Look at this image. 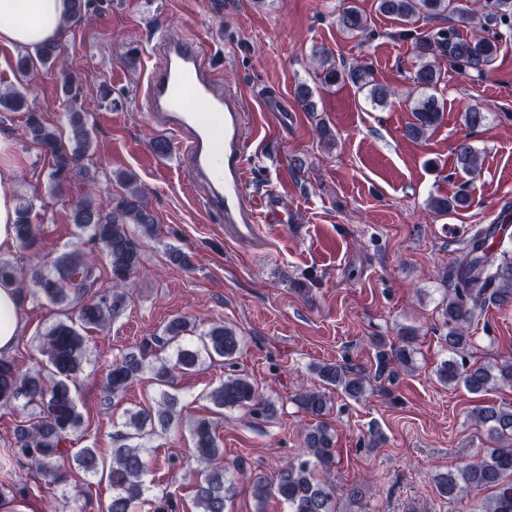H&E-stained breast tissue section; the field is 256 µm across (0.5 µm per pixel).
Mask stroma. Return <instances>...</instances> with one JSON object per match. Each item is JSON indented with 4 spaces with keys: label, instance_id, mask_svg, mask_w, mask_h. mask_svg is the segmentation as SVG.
Listing matches in <instances>:
<instances>
[{
    "label": "stroma",
    "instance_id": "obj_1",
    "mask_svg": "<svg viewBox=\"0 0 512 512\" xmlns=\"http://www.w3.org/2000/svg\"><path fill=\"white\" fill-rule=\"evenodd\" d=\"M348 0H88L80 25L61 41L66 67L82 85L76 106L87 115L92 145L87 165L101 197L119 195L116 176L132 173L157 228L141 241V266L124 313L103 328L83 330L87 360L72 394L81 417L72 434L74 450L95 449L112 457L117 434L130 416L174 397L183 422L158 431L148 442L147 492L135 512H152L158 490L172 493L179 512H195L187 422L210 417L226 478L234 484L230 512H261L252 496L256 477L272 478L299 453L318 420L294 397L316 386L310 368L338 363L371 377L373 393L355 402L342 391L327 392L323 420L334 430L336 465L327 474L343 512H478L482 494L440 495L436 475L464 466L497 442L470 418L477 405H512V383L478 394L440 382L434 370L448 359V332L441 301L447 273L474 230L502 224L500 251L512 258V37L503 38L485 79H472L441 64L440 124L422 139L407 136L419 96L413 82L418 65L412 39L379 14L376 0H357L368 18L369 37H352L338 17ZM197 38L211 51V70L234 89L254 128L274 143L252 138L244 160L247 191L283 192L292 217L288 227L264 224L251 241L224 232L208 211L204 188L182 166L175 137L156 154L159 131L143 105L146 81L160 56L158 35ZM328 49L336 65L363 63L372 83L391 87L387 104L351 83L322 85L311 67L314 50ZM19 50L0 47V90L35 87L34 108L47 124L64 127L68 102L57 74L34 65L28 78L16 69ZM308 84L316 109L304 111L294 90ZM487 112L482 127L470 130L464 113ZM0 135L20 159L15 175L17 205L31 209L38 228L34 248H14L6 259L27 271L49 269L57 256L80 246L72 222L74 204L86 185L52 190L50 160L33 144L19 112L0 116ZM469 136L481 170L471 177L457 170L452 148ZM467 192L471 208L445 216L430 198ZM188 253L192 264L170 262L168 252ZM27 318L14 359L33 367L42 361L37 338L52 324L76 318V307L61 308L27 298ZM188 317L194 332L180 347H195L213 323L224 322L242 338L235 358L268 398L275 413L259 418L244 408H218L210 392L224 380L222 360L202 357L195 371L177 373L158 386L153 365L174 364L178 347L154 350L146 369L120 397L106 391L115 360L136 352L143 339L162 335L169 319ZM412 331L417 351L411 370L376 377L373 337L397 345ZM470 361L512 357V306L488 305L470 330ZM181 463L178 471L168 459ZM68 488L49 482L29 465L16 468L24 498L35 512H51L62 491L82 492L87 512H106L112 488L84 471L73 455L60 462ZM365 496L352 502L349 489Z\"/></svg>",
    "mask_w": 512,
    "mask_h": 512
}]
</instances>
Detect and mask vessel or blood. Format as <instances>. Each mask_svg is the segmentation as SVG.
<instances>
[{"label":"vessel or blood","instance_id":"1","mask_svg":"<svg viewBox=\"0 0 512 512\" xmlns=\"http://www.w3.org/2000/svg\"><path fill=\"white\" fill-rule=\"evenodd\" d=\"M162 61L153 67L145 106L178 141L193 179L205 186V204L223 216L232 238H254L261 224L290 217L279 191L249 194L243 183L247 114L231 90H220L199 43L191 37L160 39Z\"/></svg>","mask_w":512,"mask_h":512}]
</instances>
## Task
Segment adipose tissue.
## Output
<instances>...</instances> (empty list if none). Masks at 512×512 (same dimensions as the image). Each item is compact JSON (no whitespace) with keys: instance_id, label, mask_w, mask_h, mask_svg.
I'll use <instances>...</instances> for the list:
<instances>
[{"instance_id":"obj_1","label":"adipose tissue","mask_w":512,"mask_h":512,"mask_svg":"<svg viewBox=\"0 0 512 512\" xmlns=\"http://www.w3.org/2000/svg\"><path fill=\"white\" fill-rule=\"evenodd\" d=\"M69 0H0V45L36 47L60 40ZM18 162L9 141L0 138V252L17 242L15 196L11 190ZM25 325L17 290L0 284V357L10 356Z\"/></svg>"}]
</instances>
